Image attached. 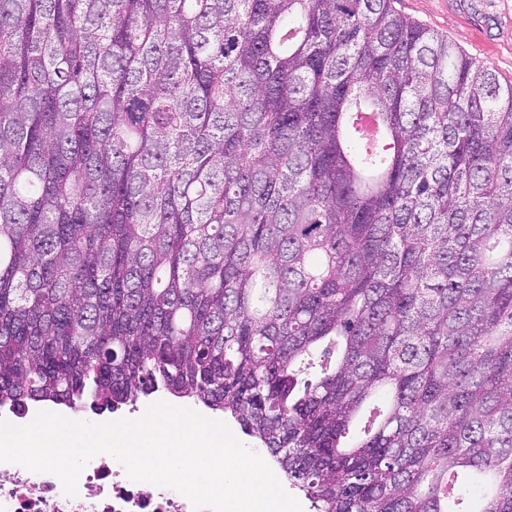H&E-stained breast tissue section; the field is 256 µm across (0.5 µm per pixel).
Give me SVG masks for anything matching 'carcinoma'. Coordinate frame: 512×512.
I'll use <instances>...</instances> for the list:
<instances>
[{"label":"carcinoma","instance_id":"1","mask_svg":"<svg viewBox=\"0 0 512 512\" xmlns=\"http://www.w3.org/2000/svg\"><path fill=\"white\" fill-rule=\"evenodd\" d=\"M158 391L315 512H512V80L393 0H0V407Z\"/></svg>","mask_w":512,"mask_h":512}]
</instances>
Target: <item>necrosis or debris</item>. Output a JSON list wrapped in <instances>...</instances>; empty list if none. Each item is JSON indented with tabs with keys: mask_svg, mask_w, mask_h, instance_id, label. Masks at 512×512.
Instances as JSON below:
<instances>
[{
	"mask_svg": "<svg viewBox=\"0 0 512 512\" xmlns=\"http://www.w3.org/2000/svg\"><path fill=\"white\" fill-rule=\"evenodd\" d=\"M0 480V512H193L190 501L166 488L143 490L112 456L93 457L82 471L75 496L54 475L9 464Z\"/></svg>",
	"mask_w": 512,
	"mask_h": 512,
	"instance_id": "4bbe7bcc",
	"label": "necrosis or debris"
}]
</instances>
